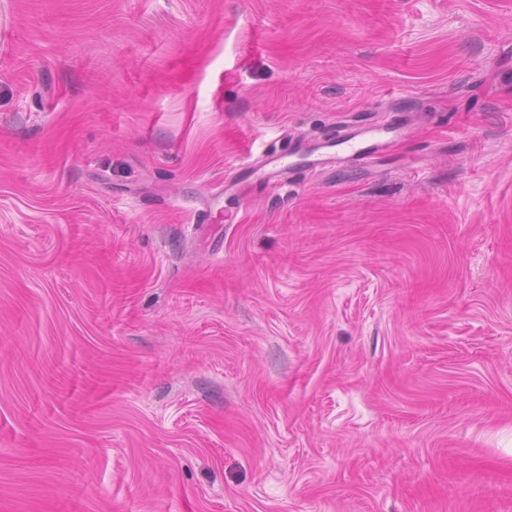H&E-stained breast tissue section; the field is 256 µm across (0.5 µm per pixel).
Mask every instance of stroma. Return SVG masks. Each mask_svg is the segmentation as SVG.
<instances>
[{
  "label": "stroma",
  "mask_w": 512,
  "mask_h": 512,
  "mask_svg": "<svg viewBox=\"0 0 512 512\" xmlns=\"http://www.w3.org/2000/svg\"><path fill=\"white\" fill-rule=\"evenodd\" d=\"M0 512H512V0H0ZM404 131V124L393 120L386 124L368 123L355 129L346 128L341 136L325 139L323 148L336 150V158L368 161L382 154L388 144Z\"/></svg>",
  "instance_id": "stroma-1"
}]
</instances>
